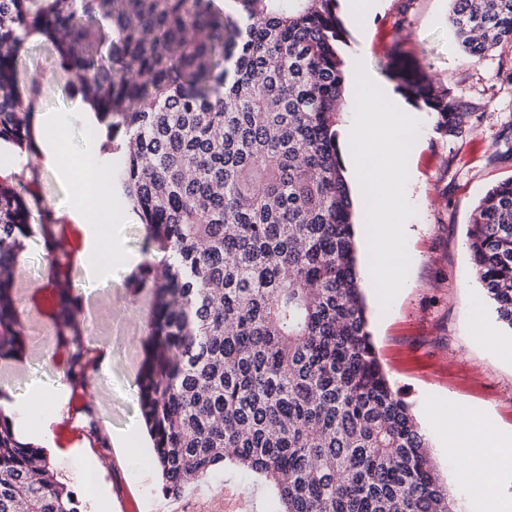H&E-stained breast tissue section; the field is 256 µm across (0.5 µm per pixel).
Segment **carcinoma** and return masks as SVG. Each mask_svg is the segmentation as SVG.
I'll return each instance as SVG.
<instances>
[{
    "label": "carcinoma",
    "mask_w": 512,
    "mask_h": 512,
    "mask_svg": "<svg viewBox=\"0 0 512 512\" xmlns=\"http://www.w3.org/2000/svg\"><path fill=\"white\" fill-rule=\"evenodd\" d=\"M337 2L0 0V141L35 148L15 61L22 33L39 29L99 110L101 155L123 154L107 176L158 249L137 280L156 288L137 401L164 496L229 463L271 488L277 512H460L369 332L337 130ZM449 2L471 58L512 42V0ZM397 77L446 133L474 130L461 95L415 71ZM43 213L29 224L25 196L0 183V356L26 348L14 271L36 233L78 398L90 328L65 226ZM468 245L512 329V180L479 201ZM22 504L81 512L45 450L0 416V512Z\"/></svg>",
    "instance_id": "cac0c4a2"
}]
</instances>
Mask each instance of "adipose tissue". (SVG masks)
Wrapping results in <instances>:
<instances>
[{
  "label": "adipose tissue",
  "instance_id": "adipose-tissue-1",
  "mask_svg": "<svg viewBox=\"0 0 512 512\" xmlns=\"http://www.w3.org/2000/svg\"><path fill=\"white\" fill-rule=\"evenodd\" d=\"M71 115L67 112L40 113L34 118V128L38 142V150L34 156L39 166L58 172L64 179L73 184L74 199L66 208L65 214L70 221L79 224L85 232L83 258L90 274L101 275L112 263L110 258L114 252V236L111 225L101 221V207L112 204L114 190L110 183L100 179H88L71 174L61 149L66 141ZM63 401V387L39 386L24 399L0 398V413L13 418L19 425H26L29 419L36 416L37 404H59ZM446 414L450 422V441L455 448H472L474 444H482L486 448H508L512 446V438L500 435L476 439L475 423L458 418L456 406H449Z\"/></svg>",
  "mask_w": 512,
  "mask_h": 512
}]
</instances>
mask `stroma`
Returning <instances> with one entry per match:
<instances>
[{
    "instance_id": "35a3bbf8",
    "label": "stroma",
    "mask_w": 512,
    "mask_h": 512,
    "mask_svg": "<svg viewBox=\"0 0 512 512\" xmlns=\"http://www.w3.org/2000/svg\"><path fill=\"white\" fill-rule=\"evenodd\" d=\"M448 11L449 0H381L375 12L360 19L345 6L337 8L346 32L342 51L347 68L362 64L379 83L389 85L395 56L405 57L434 83L461 94L477 116L473 132L451 136L433 113L409 107L420 123L406 186L416 214L406 224L409 274L388 311H381L372 286L366 244L358 250L379 361L426 433L449 495L461 512H483L485 499L503 490L512 493V463H503L499 449H491L489 458L502 466V486L475 493L460 458L448 447L447 426L431 412L450 401L463 418L483 423L490 433L512 432V329L498 320L477 282L466 237L481 197L512 179V43L473 61L457 46ZM17 81L29 112L76 111L85 104L74 75L46 37L24 41ZM15 164L11 181L29 190L32 223H41L42 206L68 203L70 183L37 167L31 153H18ZM127 205L125 196L115 197L111 211ZM111 211L102 212L101 220L112 225L121 259L112 265L111 282L86 285L82 291L83 314L93 327L89 357L95 361L104 353L109 361L107 374L90 368L88 400L107 437L124 436L128 444L98 448L90 440L89 417L65 403L45 446L59 480L75 492L82 512H124L131 505L137 512H273L270 489L230 465L201 479L190 493L163 495L136 396L155 291L128 287L125 266L131 259L146 261L145 230L138 221L111 220ZM23 260L14 277L27 346L22 359L0 358L1 396L53 384L64 368L65 354L52 340L50 261L38 238L26 240ZM104 455L112 468L95 475L93 460Z\"/></svg>"
}]
</instances>
